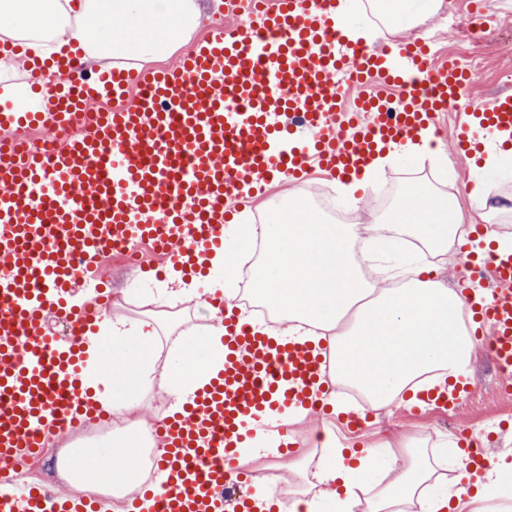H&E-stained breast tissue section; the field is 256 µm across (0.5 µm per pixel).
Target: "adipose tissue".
<instances>
[{"mask_svg":"<svg viewBox=\"0 0 512 512\" xmlns=\"http://www.w3.org/2000/svg\"><path fill=\"white\" fill-rule=\"evenodd\" d=\"M441 0H339L337 14L351 41L372 40L378 28L411 30L438 12ZM199 0H0V41L24 43L41 59L81 51V64L102 59L122 66L153 64L189 46L199 26ZM466 214L458 201L410 183L394 209L372 223L334 224L311 211L304 187L288 195L287 214L254 224L250 210L234 213L224 226V251L206 274L184 277L168 268L141 304L144 314L104 317L84 334L82 388L103 411L122 417L138 408L136 390L150 384L167 395L169 415L182 413L224 368L223 316H215L206 338L190 339L158 358L159 314L201 290L233 298L241 257L254 240L267 251L254 271L256 296L281 312L283 327L267 335L324 344L330 357L327 386H361L375 413L418 406L424 386L465 384L476 342L465 323L461 291L432 276L428 261L409 270L402 288H379L360 279L349 242L361 233L370 253L392 256L398 236L409 235L435 255L459 253L467 242ZM151 443L164 457V442L150 424L138 433L107 438L80 452L73 479L94 482L118 475L135 489L141 448ZM433 468L411 448L379 464L374 444L359 448L334 443L333 455L315 471L318 495L304 512H354L359 494L374 488L368 512H405L421 499L425 512H512V462L489 457L486 466L458 463L450 485L431 488Z\"/></svg>","mask_w":512,"mask_h":512,"instance_id":"adipose-tissue-1","label":"adipose tissue"}]
</instances>
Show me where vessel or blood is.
<instances>
[{
    "label": "vessel or blood",
    "instance_id": "b4317fda",
    "mask_svg": "<svg viewBox=\"0 0 512 512\" xmlns=\"http://www.w3.org/2000/svg\"><path fill=\"white\" fill-rule=\"evenodd\" d=\"M337 0H236L235 26L208 28L172 69L106 67L79 75L78 57L27 61L47 109L0 103V512H110L104 498L74 499L15 481L52 437L79 427L95 405L83 395L81 333L109 309L97 295L71 306L72 285L95 283L114 253L151 246L186 271L224 248L232 202L310 165L362 175L376 154L437 134L470 81L437 69L430 48L396 46L401 63L366 42L347 41ZM430 97L415 93L420 83ZM401 88L394 116L384 91ZM111 104L108 112L98 111ZM60 133L36 148L28 131ZM512 138V94L467 112L456 136L477 151L480 129ZM486 288L480 344L503 384L512 383V252L468 260L464 295ZM68 312L71 338L48 313ZM229 353L220 383L165 422L168 448L151 512H229L230 461L256 432L287 437L281 416L317 413L325 358L311 343L276 342L240 314L225 318Z\"/></svg>",
    "mask_w": 512,
    "mask_h": 512
}]
</instances>
